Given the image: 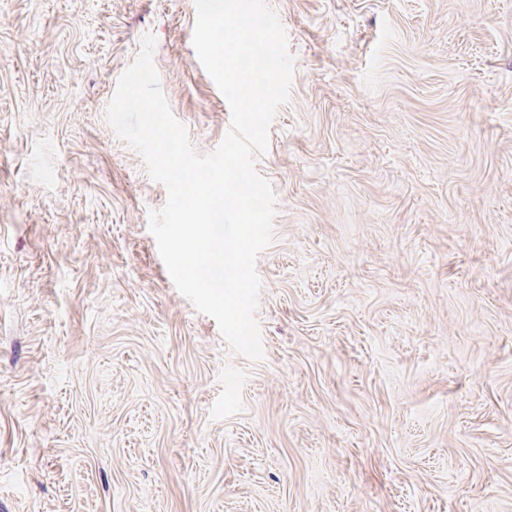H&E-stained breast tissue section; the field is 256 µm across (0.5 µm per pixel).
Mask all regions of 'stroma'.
Returning a JSON list of instances; mask_svg holds the SVG:
<instances>
[{"label":"stroma","instance_id":"1","mask_svg":"<svg viewBox=\"0 0 512 512\" xmlns=\"http://www.w3.org/2000/svg\"><path fill=\"white\" fill-rule=\"evenodd\" d=\"M264 356L148 230L105 119L153 35L194 148V0H0V512H512V0H267Z\"/></svg>","mask_w":512,"mask_h":512}]
</instances>
